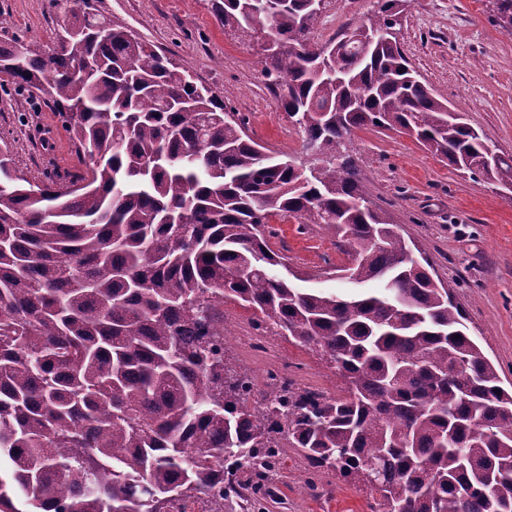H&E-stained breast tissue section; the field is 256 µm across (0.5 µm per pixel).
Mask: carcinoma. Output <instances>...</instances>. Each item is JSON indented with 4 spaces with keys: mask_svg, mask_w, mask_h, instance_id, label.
Instances as JSON below:
<instances>
[{
    "mask_svg": "<svg viewBox=\"0 0 512 512\" xmlns=\"http://www.w3.org/2000/svg\"><path fill=\"white\" fill-rule=\"evenodd\" d=\"M210 0L262 74L307 164L265 151L244 120L116 17L75 9L52 50L0 45L20 89L52 102L81 168L39 183L0 142V512H226L275 495L294 448L363 482L371 512H512V390L422 253L373 204L347 153L356 129L408 133L479 184H512L497 152L415 75L406 0L319 43L309 0ZM490 22L512 41V0ZM336 236L342 294L298 288L270 220ZM323 353L344 396L272 382L224 351V301ZM372 479L362 480L364 473Z\"/></svg>",
    "mask_w": 512,
    "mask_h": 512,
    "instance_id": "obj_1",
    "label": "carcinoma"
}]
</instances>
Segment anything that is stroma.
<instances>
[{
    "mask_svg": "<svg viewBox=\"0 0 512 512\" xmlns=\"http://www.w3.org/2000/svg\"><path fill=\"white\" fill-rule=\"evenodd\" d=\"M99 13L116 16L131 30L172 56L196 83L225 96L244 117L248 135L274 153L307 157L292 130L280 92L261 72V48L226 33L209 0H89ZM75 0H0V15L21 41L53 47L55 32ZM376 0H333L314 35L324 43L343 26L359 25ZM490 0H410L400 16L399 39L412 66L431 91L463 110L468 122L499 151L512 154V42L489 21ZM0 137L10 142L16 165L30 179L71 170L78 159L56 112L38 92L0 86ZM348 150L372 200L390 211L402 234L415 241L435 275L465 310L470 333L487 357L512 383V191L478 184L432 155L414 138L367 127L355 131ZM269 241L284 254L306 287L336 291L342 279L324 274V265H347L336 240L319 227L300 230L296 219H273ZM225 351L253 376L255 391L267 390L268 362L243 347L239 325L250 309L225 301ZM269 342L300 389L336 395L339 381L319 353L273 335ZM314 480L317 494L305 488ZM279 490L260 512H371L373 495L364 485L333 472H313L289 451L273 475Z\"/></svg>",
    "mask_w": 512,
    "mask_h": 512,
    "instance_id": "35a3bbf8",
    "label": "stroma"
}]
</instances>
